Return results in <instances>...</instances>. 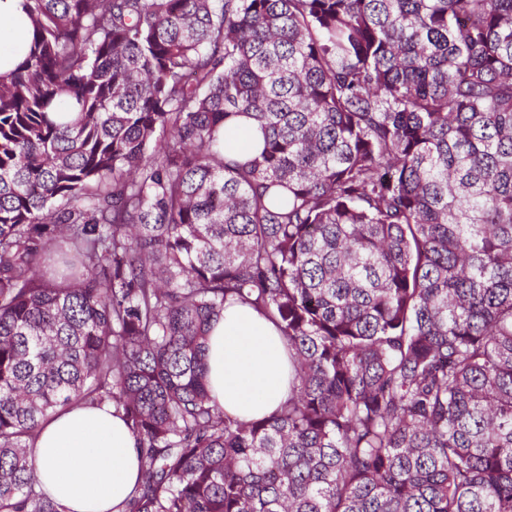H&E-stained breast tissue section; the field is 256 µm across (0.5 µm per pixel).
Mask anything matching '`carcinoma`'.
I'll list each match as a JSON object with an SVG mask.
<instances>
[{
	"label": "carcinoma",
	"mask_w": 512,
	"mask_h": 512,
	"mask_svg": "<svg viewBox=\"0 0 512 512\" xmlns=\"http://www.w3.org/2000/svg\"><path fill=\"white\" fill-rule=\"evenodd\" d=\"M0 73V512L111 405L122 512H512V0H26ZM252 132L243 157L224 139ZM246 303L291 393L222 409ZM206 370L212 396L241 419L269 416L288 398V358L280 332L248 305L228 306L212 322Z\"/></svg>",
	"instance_id": "cac0c4a2"
}]
</instances>
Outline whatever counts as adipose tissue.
<instances>
[{
	"label": "adipose tissue",
	"mask_w": 512,
	"mask_h": 512,
	"mask_svg": "<svg viewBox=\"0 0 512 512\" xmlns=\"http://www.w3.org/2000/svg\"><path fill=\"white\" fill-rule=\"evenodd\" d=\"M25 0H0V68L26 51ZM207 380L225 412L271 415L289 394L288 358L276 326L252 307L228 306L208 335ZM38 488L66 512H116L139 477L136 441L110 405L50 416L34 445Z\"/></svg>",
	"instance_id": "obj_1"
}]
</instances>
